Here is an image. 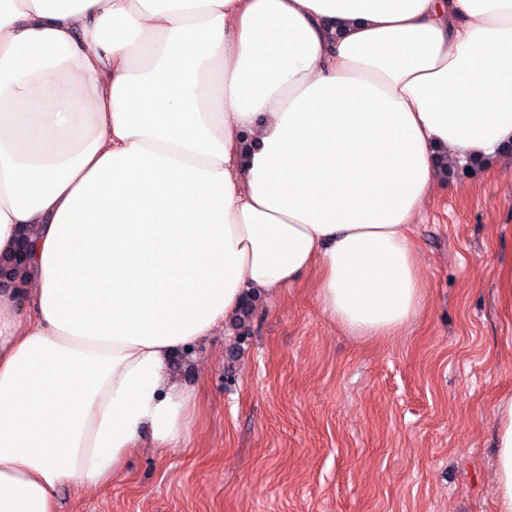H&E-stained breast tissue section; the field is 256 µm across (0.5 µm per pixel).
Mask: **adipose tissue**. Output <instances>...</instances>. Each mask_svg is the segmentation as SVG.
Masks as SVG:
<instances>
[{
  "mask_svg": "<svg viewBox=\"0 0 512 512\" xmlns=\"http://www.w3.org/2000/svg\"><path fill=\"white\" fill-rule=\"evenodd\" d=\"M512 143V0H0V512L182 447L172 354L318 274L400 335L439 157ZM512 512V395L496 414ZM27 239L22 236L18 242L15 254L8 261L0 259V280L21 288L24 283V271L27 261Z\"/></svg>",
  "mask_w": 512,
  "mask_h": 512,
  "instance_id": "obj_1",
  "label": "adipose tissue"
}]
</instances>
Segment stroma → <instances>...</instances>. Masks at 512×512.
Wrapping results in <instances>:
<instances>
[{
    "label": "stroma",
    "mask_w": 512,
    "mask_h": 512,
    "mask_svg": "<svg viewBox=\"0 0 512 512\" xmlns=\"http://www.w3.org/2000/svg\"><path fill=\"white\" fill-rule=\"evenodd\" d=\"M426 302L396 338L323 313L312 279L175 355L183 448L139 449L58 512H494L495 409L512 392V144L458 166L412 224Z\"/></svg>",
    "instance_id": "stroma-1"
}]
</instances>
